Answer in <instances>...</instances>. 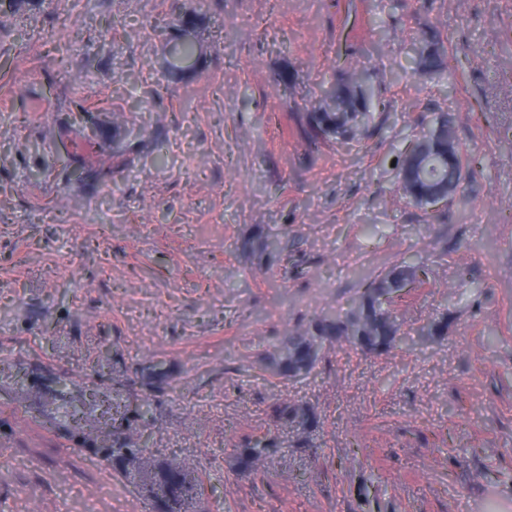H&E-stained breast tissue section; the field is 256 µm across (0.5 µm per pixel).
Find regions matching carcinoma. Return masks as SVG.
<instances>
[{
  "mask_svg": "<svg viewBox=\"0 0 512 512\" xmlns=\"http://www.w3.org/2000/svg\"><path fill=\"white\" fill-rule=\"evenodd\" d=\"M415 63L427 72L440 68V54L432 48L426 37L419 35L414 39ZM329 103L321 111L310 116L315 131L324 136L336 134V124L343 123L344 134L353 135L359 129L357 117L369 115L372 98L369 89L363 87L358 74L351 73L345 80L330 85L325 90ZM456 164L451 165L442 159L439 148H428L424 157L406 156L401 162V174L404 179L421 187L437 181L457 184L460 179V154H454ZM418 280V269L399 267L390 270L372 283L371 293L361 295L353 301L357 311L348 318L323 316L314 324L315 334L308 338L291 336L284 346V351L276 363L277 372L283 375L308 372L316 358L309 355L313 345L332 343L342 337L370 353H386L399 343V326L396 321L378 315L374 303L377 292H395L403 281ZM89 390L102 395L112 404V426H107L100 419L93 417L96 401L90 399L44 401L37 408L44 426L49 429H63L69 433H81L91 441L92 453L101 462L116 469H126L132 465L133 479L144 486L152 498L154 512H188V506L199 501L201 495L200 476L188 470L179 462L157 463L146 456L144 447L136 434L124 426L128 415L147 423L151 411L148 397H143L131 408L125 385H112L101 388L92 384ZM280 418L288 424L307 427L314 418L303 408L284 405L279 409ZM273 448L266 443L262 446L243 448L239 452V462L243 469H248L252 460Z\"/></svg>",
  "mask_w": 512,
  "mask_h": 512,
  "instance_id": "obj_1",
  "label": "carcinoma"
}]
</instances>
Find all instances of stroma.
<instances>
[{
	"instance_id": "35a3bbf8",
	"label": "stroma",
	"mask_w": 512,
	"mask_h": 512,
	"mask_svg": "<svg viewBox=\"0 0 512 512\" xmlns=\"http://www.w3.org/2000/svg\"><path fill=\"white\" fill-rule=\"evenodd\" d=\"M184 15L197 57L175 76ZM421 33L432 73L409 58ZM353 70L377 104L362 138L313 139L307 113ZM442 114L462 181L416 204L396 163ZM405 262L425 274L391 305L404 342L271 369L285 337ZM0 362V398L14 364L148 394L147 455L197 470L209 512H512V0L0 11ZM281 405L316 421L284 426ZM2 437L27 465L0 460V512L152 504L24 416L1 410ZM269 437L242 471L239 449Z\"/></svg>"
}]
</instances>
